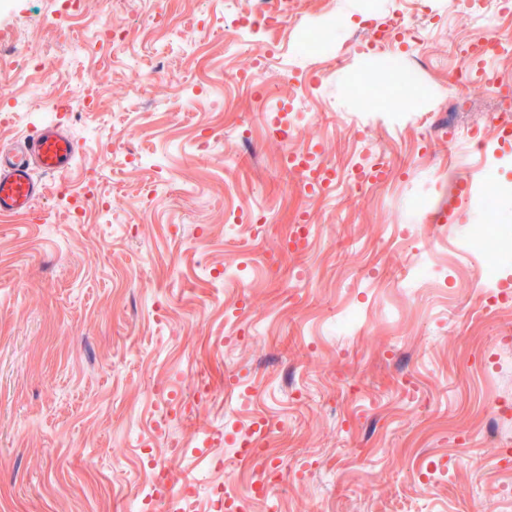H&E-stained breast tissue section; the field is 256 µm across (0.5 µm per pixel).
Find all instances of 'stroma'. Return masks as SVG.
<instances>
[{"label":"stroma","mask_w":512,"mask_h":512,"mask_svg":"<svg viewBox=\"0 0 512 512\" xmlns=\"http://www.w3.org/2000/svg\"><path fill=\"white\" fill-rule=\"evenodd\" d=\"M465 2L430 0L423 47L401 30L414 81L398 90L385 52L354 39L360 0H301L272 30L257 17L283 51L252 85L260 46L225 23L226 0H83L75 18L59 0H0V46L45 64L24 84L0 68V109L28 97L73 138L100 129L61 178L69 195L49 176L35 210L0 217V512H127L154 465L195 485V512L263 464L280 482L243 512H475L512 484V448L486 427L512 394V307L483 309L481 259L461 240L466 224L512 226V142L489 101L448 109L454 42L512 20L485 0L486 22L462 29ZM329 20L325 56L293 51L299 27ZM99 26L111 51L84 39ZM273 103L298 122L289 143L266 120ZM134 149L161 167L140 170ZM289 149L336 170L330 195L288 170ZM380 151L385 178L353 193L351 165ZM494 181L506 189L489 217L476 199ZM105 206L130 234L99 223ZM426 207L455 223H418ZM251 211L265 236L226 238ZM302 213L309 246L286 250ZM201 253L238 288L198 279ZM421 261L431 284L406 275ZM201 379L215 396L196 408ZM160 386L189 409L158 432ZM261 416L284 424L264 461L202 469Z\"/></svg>","instance_id":"stroma-1"}]
</instances>
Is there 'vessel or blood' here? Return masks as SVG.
<instances>
[{
	"label": "vessel or blood",
	"instance_id": "obj_1",
	"mask_svg": "<svg viewBox=\"0 0 512 512\" xmlns=\"http://www.w3.org/2000/svg\"><path fill=\"white\" fill-rule=\"evenodd\" d=\"M79 153L77 142L62 124L50 123L26 139L17 154L0 152V215H23L46 192L42 175L71 170Z\"/></svg>",
	"mask_w": 512,
	"mask_h": 512
}]
</instances>
